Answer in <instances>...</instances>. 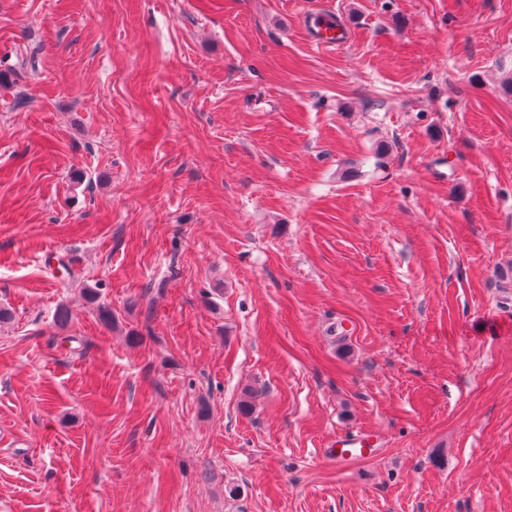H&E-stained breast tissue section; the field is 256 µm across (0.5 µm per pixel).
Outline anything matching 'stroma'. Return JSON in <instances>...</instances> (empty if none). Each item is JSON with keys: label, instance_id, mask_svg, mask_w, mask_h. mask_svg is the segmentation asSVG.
<instances>
[{"label": "stroma", "instance_id": "35a3bbf8", "mask_svg": "<svg viewBox=\"0 0 512 512\" xmlns=\"http://www.w3.org/2000/svg\"><path fill=\"white\" fill-rule=\"evenodd\" d=\"M0 307V512H512V0H0ZM313 25L317 33L316 45L318 47L332 49L342 45V31L333 22L326 19H316ZM370 438L364 434L340 436L324 448V455L336 462L363 460L372 457L375 448H371Z\"/></svg>", "mask_w": 512, "mask_h": 512}]
</instances>
